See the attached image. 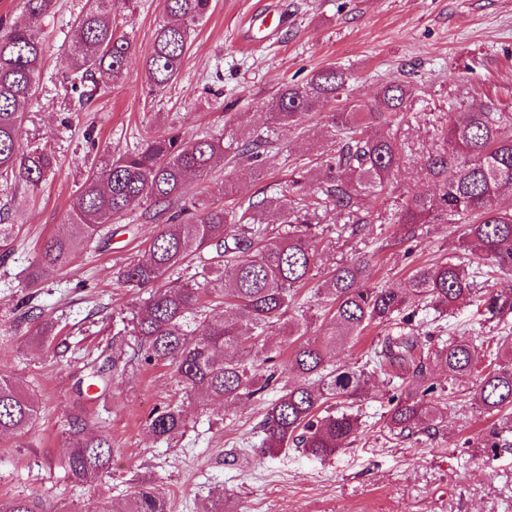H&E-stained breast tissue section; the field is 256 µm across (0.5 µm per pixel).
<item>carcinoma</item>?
Segmentation results:
<instances>
[{"label":"carcinoma","instance_id":"carcinoma-1","mask_svg":"<svg viewBox=\"0 0 512 512\" xmlns=\"http://www.w3.org/2000/svg\"><path fill=\"white\" fill-rule=\"evenodd\" d=\"M114 0H89L77 31L64 51L62 77L78 98L90 89L121 79L131 54V42L114 29ZM211 0H165L168 20L156 30L145 60L148 83L161 91L177 77L195 25L210 10ZM57 0H23V16L0 22V176L12 175L32 186L55 165L46 151H20L25 115L40 77L43 43L38 21L50 14ZM349 75L336 68L319 70L302 85H284L270 105L277 125L296 126L304 115L337 100ZM412 89L402 83L383 85L377 104L365 112L344 105L332 114L341 145L329 155L321 173V195L302 207L294 195L311 179L307 172L281 187L280 196L251 201L237 211L192 203L197 211L188 224L176 211L151 240L147 257L119 268L121 288L150 289V296L132 318L134 358L147 365L173 369L174 379L194 402L219 401L230 410L243 401L266 403L259 432L260 451L275 455L296 448L328 459L357 440L361 419L352 412L364 396V368L331 365L329 347L344 345L371 325H394L380 337L383 356L374 367L401 380L390 399L387 427L403 439L416 431L436 430L446 422L439 408L438 386L426 375L431 359L455 381L470 374L481 351L469 339H434L415 332L420 308L446 312L469 301L483 302L495 318L512 313V295L484 298L478 288L482 265L512 274V210L498 206L512 190L511 116L487 105L468 104L448 115L439 148L429 152L425 171L434 184L431 195L410 196L395 215L405 226L406 239L419 225L456 217L462 220L454 249L473 256L463 264L453 259L415 267L403 288H369L371 255H361L330 272L318 292L330 302L331 331L310 340L308 320L294 313L295 294L313 277L318 250L315 228L319 213L334 209L349 219L350 236L363 234L362 212L388 186L400 167L402 146L392 127L407 109ZM266 140L242 142L222 138H186L177 131L151 136L133 152L112 158L88 178L72 204L66 231L48 239L28 275L37 288L42 275L68 266L83 243L95 239L113 220L143 207L179 203L192 178L206 175L227 157L245 159L262 171ZM214 263L195 276L202 281H174L171 272L204 251ZM220 302L234 313L230 320L208 324L197 333L191 322L209 305ZM283 329L286 365L275 363L268 345L270 333ZM53 324L44 319L30 330L28 346L50 349ZM468 393L489 413L512 408V358L492 362ZM40 416V406L15 379L0 375V437H23ZM187 427L184 410L166 405L148 420L157 439L167 441ZM63 468L78 484H93L112 469V440L87 429L78 414L70 417ZM0 512H38L28 498L0 500ZM120 512H168L165 492L153 482L135 479Z\"/></svg>","mask_w":512,"mask_h":512}]
</instances>
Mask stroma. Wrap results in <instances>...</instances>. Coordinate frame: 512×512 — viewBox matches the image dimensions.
I'll return each mask as SVG.
<instances>
[{
	"label": "stroma",
	"mask_w": 512,
	"mask_h": 512,
	"mask_svg": "<svg viewBox=\"0 0 512 512\" xmlns=\"http://www.w3.org/2000/svg\"><path fill=\"white\" fill-rule=\"evenodd\" d=\"M86 2L58 0L38 23L44 54L22 146L52 153L55 167L35 187L0 179V219L17 227L0 258V373L13 376L41 407L30 434L0 440V498L28 497L43 512L64 503L83 510L99 498L121 502L134 479L146 478L163 488L170 512H203L219 491L224 512H512V432L498 451L483 444L501 418L458 399L447 429L396 440L386 432L390 392L380 375L369 379L360 437L327 460L293 449L260 454L261 403L229 412L218 403L196 405L171 368L131 362L127 346L122 355L129 363L113 372L108 390L96 400L79 395L91 361L111 350L148 297L147 290L118 287L114 274L144 256L167 212L151 220L138 209L121 216L113 238L95 239L72 265L44 276L34 304L66 339L64 354L28 348L31 323L20 307L29 268L45 239L66 224L86 179L149 136L172 128L189 138L259 133L268 140L262 180L254 179L249 162L238 161L190 182L188 196L217 206L276 196L294 173L319 169L334 146L328 108L308 113L296 127L271 124L267 112L284 84L304 83L328 67L349 73L351 105H374L378 89L392 81L407 82L415 94L397 118L405 145L401 170L371 208L365 234L337 236L345 216L321 215L318 275L368 253L370 286L403 287L415 266L450 255L458 231L451 222L423 224L408 243L403 226L392 221L408 196L432 193L424 160L439 143L450 107L464 101L512 113V0H212L177 78L160 92L150 91L143 59L166 17L164 0H135L131 8L117 0L116 30L132 44L127 75L82 106L62 80L60 58ZM270 13L282 16L283 25L252 27L253 18ZM228 180L238 187L230 198ZM508 330L512 314L493 319L483 306L462 303L435 333L479 343ZM163 404L182 406L189 421L169 444L145 427L148 413ZM74 414L112 440V470L92 486L72 483L61 466Z\"/></svg>",
	"instance_id": "obj_1"
}]
</instances>
